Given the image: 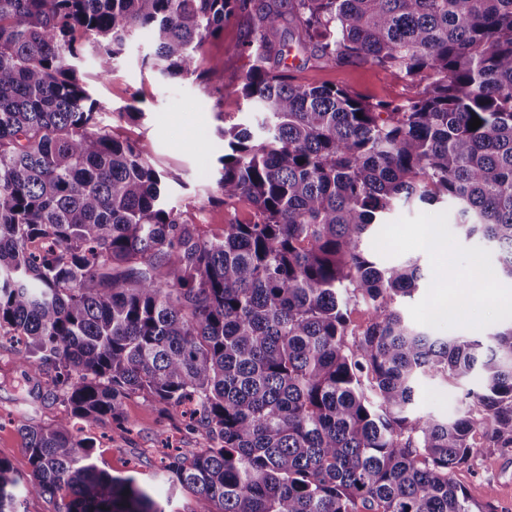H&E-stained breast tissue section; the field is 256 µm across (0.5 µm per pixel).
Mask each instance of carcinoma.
Wrapping results in <instances>:
<instances>
[{
  "label": "carcinoma",
  "mask_w": 512,
  "mask_h": 512,
  "mask_svg": "<svg viewBox=\"0 0 512 512\" xmlns=\"http://www.w3.org/2000/svg\"><path fill=\"white\" fill-rule=\"evenodd\" d=\"M289 7L301 48L395 71L412 95L268 68L288 54L281 0H0V347L20 345L67 409L20 426L30 470L0 459V512L22 492L54 512H166L87 435L128 426L133 395L206 440L163 465L185 512H484L450 473L512 448V324L488 347L410 325L395 304L419 265L379 266L365 240L400 205L452 203L512 278V0ZM236 13L261 119L219 129L211 200L246 199L254 219L208 235L167 204L147 150L100 126L76 62L90 50L105 79L139 33L162 75L192 76ZM475 370L463 415L413 413L421 377Z\"/></svg>",
  "instance_id": "carcinoma-1"
}]
</instances>
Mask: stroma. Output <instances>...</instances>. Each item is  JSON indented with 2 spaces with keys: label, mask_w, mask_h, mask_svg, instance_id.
<instances>
[{
  "label": "stroma",
  "mask_w": 512,
  "mask_h": 512,
  "mask_svg": "<svg viewBox=\"0 0 512 512\" xmlns=\"http://www.w3.org/2000/svg\"><path fill=\"white\" fill-rule=\"evenodd\" d=\"M298 33L295 19L283 16L279 35L290 52L281 68L293 82L335 84L366 97L386 96L397 102L411 95L410 83L394 72L366 63L323 64L316 54L298 48ZM245 34V21L233 17L225 21L221 35L204 42L199 68L223 71L220 90L193 76L171 79L144 67L142 59L151 46L143 35L129 42L108 78L97 77L89 57L78 69L85 89L103 107L102 123L120 138L146 146L154 166L167 175L169 203L187 210L190 220L210 233H221L230 222H248L252 215V206L244 199L228 206L206 201L216 189L219 127L251 118L250 107L239 93L249 68V59L240 49ZM455 219V210L448 203L397 208L376 233L380 245L375 257L383 266L408 260L420 265L422 277L414 295L398 304L408 322L439 336H478L486 341L512 320L500 310L502 303L512 298V278L499 276L479 282L471 276L473 257H482L491 266L496 251L480 237L460 234ZM428 224L441 225L448 239L447 250L437 252L421 245L420 236ZM446 287L452 288L460 308L451 319L436 313L437 297ZM479 384L476 376L457 385L438 377L422 378L414 412L459 415L466 408L465 393ZM31 386V376L16 355L0 348V458L21 476L29 472L21 424L48 425L65 412L49 395L22 402V394ZM125 413L128 430L113 426L93 430L98 465L115 476H135L143 488L157 492L159 503L167 504L170 512H182L190 496L169 483L161 458L167 452L201 447L202 436L188 432L180 414H164L138 396L127 399ZM451 477L474 502L491 503L493 512H512V448L475 454Z\"/></svg>",
  "instance_id": "35a3bbf8"
}]
</instances>
